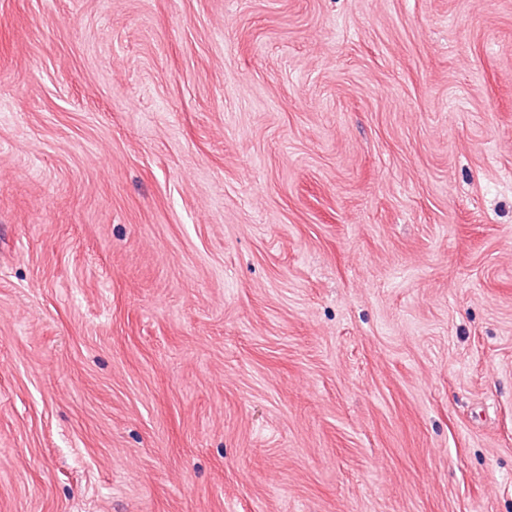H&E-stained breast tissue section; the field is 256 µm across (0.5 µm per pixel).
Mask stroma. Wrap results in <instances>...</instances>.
Here are the masks:
<instances>
[{
	"label": "stroma",
	"mask_w": 512,
	"mask_h": 512,
	"mask_svg": "<svg viewBox=\"0 0 512 512\" xmlns=\"http://www.w3.org/2000/svg\"><path fill=\"white\" fill-rule=\"evenodd\" d=\"M0 512H512V0H0Z\"/></svg>",
	"instance_id": "35a3bbf8"
}]
</instances>
